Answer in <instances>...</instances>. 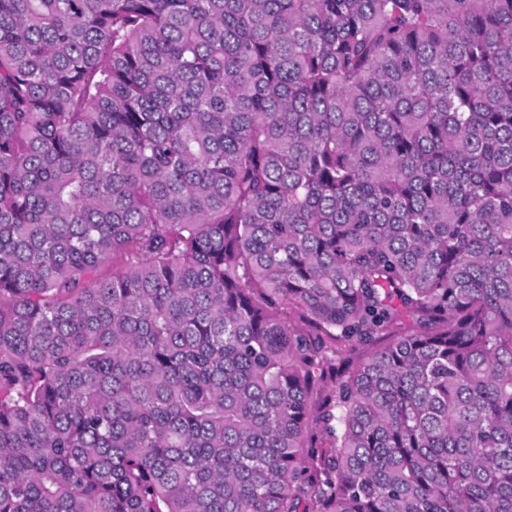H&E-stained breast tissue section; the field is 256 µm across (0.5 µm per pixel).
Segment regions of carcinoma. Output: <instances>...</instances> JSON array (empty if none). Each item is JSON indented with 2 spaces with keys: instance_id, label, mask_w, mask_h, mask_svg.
Returning <instances> with one entry per match:
<instances>
[{
  "instance_id": "1",
  "label": "carcinoma",
  "mask_w": 512,
  "mask_h": 512,
  "mask_svg": "<svg viewBox=\"0 0 512 512\" xmlns=\"http://www.w3.org/2000/svg\"><path fill=\"white\" fill-rule=\"evenodd\" d=\"M305 492L512 512V0H0V512Z\"/></svg>"
}]
</instances>
